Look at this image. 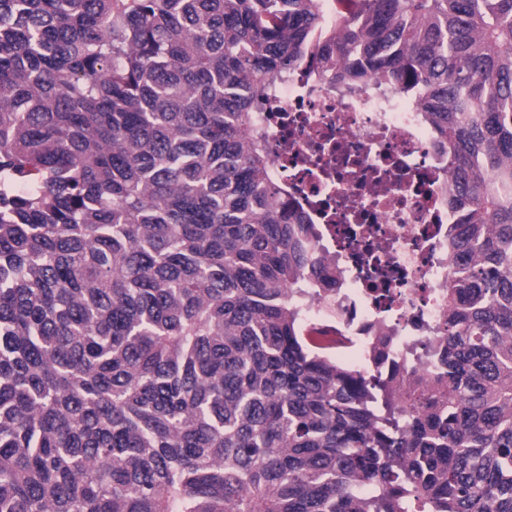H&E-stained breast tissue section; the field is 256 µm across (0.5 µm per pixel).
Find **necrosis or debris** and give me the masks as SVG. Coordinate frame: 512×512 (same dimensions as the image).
<instances>
[{
    "label": "necrosis or debris",
    "instance_id": "1",
    "mask_svg": "<svg viewBox=\"0 0 512 512\" xmlns=\"http://www.w3.org/2000/svg\"><path fill=\"white\" fill-rule=\"evenodd\" d=\"M252 117L272 177L314 224L326 264L343 282L299 307L328 329L349 367L390 377L431 365L448 333V151L417 103L386 78L350 91L315 56L273 78Z\"/></svg>",
    "mask_w": 512,
    "mask_h": 512
}]
</instances>
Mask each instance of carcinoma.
<instances>
[{
	"instance_id": "carcinoma-1",
	"label": "carcinoma",
	"mask_w": 512,
	"mask_h": 512,
	"mask_svg": "<svg viewBox=\"0 0 512 512\" xmlns=\"http://www.w3.org/2000/svg\"><path fill=\"white\" fill-rule=\"evenodd\" d=\"M346 2L0 0V512H512V0ZM313 49L448 146L416 384L299 322L341 272L245 131Z\"/></svg>"
}]
</instances>
